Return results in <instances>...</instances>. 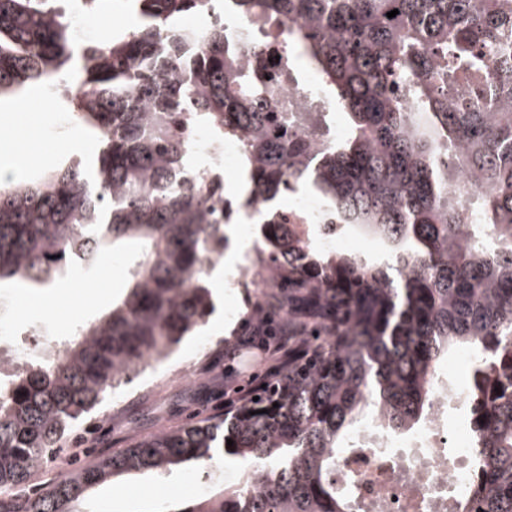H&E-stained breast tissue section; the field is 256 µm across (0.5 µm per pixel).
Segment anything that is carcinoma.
<instances>
[{
    "label": "carcinoma",
    "instance_id": "1",
    "mask_svg": "<svg viewBox=\"0 0 512 512\" xmlns=\"http://www.w3.org/2000/svg\"><path fill=\"white\" fill-rule=\"evenodd\" d=\"M221 1L260 32L283 30L286 51L348 116L344 136L311 154L331 136L315 99L268 111L222 24L201 35L179 26ZM55 2L0 0V95L56 90L96 131L98 153L90 170L71 158L0 187V282L52 286L109 243L137 251L126 294L63 341L64 359H30L0 384V493L43 468L106 388L209 316L204 268L224 249V186L188 163L175 129L188 108L213 138L243 141L261 193L313 190L385 258L323 251L274 225L288 287L261 299L282 318L262 326L269 372L225 390L220 415L70 470L25 512H77L113 475L227 455L258 490L226 489L188 512H355L333 478L351 434L368 420L392 435L422 424L437 364L462 343L475 355L464 388L472 441L448 448V468L464 455L480 477L438 494L451 512H512V0H129L124 36L81 43ZM463 80L476 83L478 106L454 102Z\"/></svg>",
    "mask_w": 512,
    "mask_h": 512
}]
</instances>
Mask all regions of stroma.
I'll return each instance as SVG.
<instances>
[{"label": "stroma", "mask_w": 512, "mask_h": 512, "mask_svg": "<svg viewBox=\"0 0 512 512\" xmlns=\"http://www.w3.org/2000/svg\"><path fill=\"white\" fill-rule=\"evenodd\" d=\"M94 139L85 137L71 113L49 99L43 88H28L22 98H0V179H31L54 169L62 160L77 157L92 161ZM28 157L26 166L13 170L15 156ZM128 251L106 250L99 269L92 273V293L59 286L56 300L43 291L12 283L0 287V325L17 331L30 326L49 328L57 338L73 335L80 325L107 312L127 287ZM239 267L219 262L206 285L214 310L206 323L183 338L165 360L147 367L130 383L109 391L77 427L68 428L44 468L31 476L28 486L0 497L13 506L27 495L49 489L69 469L91 464L96 452L111 453L134 440L175 426L189 418L204 417L224 406V368L233 366L241 379L264 371L268 354L245 334L250 311L241 296L231 295L229 282ZM190 363L187 380L174 379L183 363ZM110 427L99 428L104 416ZM246 469L227 459L201 469L186 462L163 473L133 471L89 487L79 512H185L200 499L221 493L228 480L243 483Z\"/></svg>", "instance_id": "obj_1"}]
</instances>
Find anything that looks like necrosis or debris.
<instances>
[{
	"label": "necrosis or debris",
	"instance_id": "obj_1",
	"mask_svg": "<svg viewBox=\"0 0 512 512\" xmlns=\"http://www.w3.org/2000/svg\"><path fill=\"white\" fill-rule=\"evenodd\" d=\"M223 20L225 33L239 44L240 65L256 79L269 80L271 109H278L284 101L301 102L316 94L314 83L296 75L278 32H257L251 19L229 13ZM184 133L191 143L194 166L223 179L237 176L243 153L239 138L230 136L216 143L192 124ZM258 224L303 225L309 241L331 251L348 241L327 207L309 195L293 197L282 206L263 194H254L240 231L250 234ZM452 406L464 410V396L443 378H436L433 407L426 423L404 437L369 435L368 447L355 449L337 470V481L348 484L355 497L375 512H447L446 501L427 493L426 476H433L444 486L460 487L475 479L465 460H458L453 468L448 465L449 447L464 448L469 442L467 430L448 428V409Z\"/></svg>",
	"mask_w": 512,
	"mask_h": 512
}]
</instances>
